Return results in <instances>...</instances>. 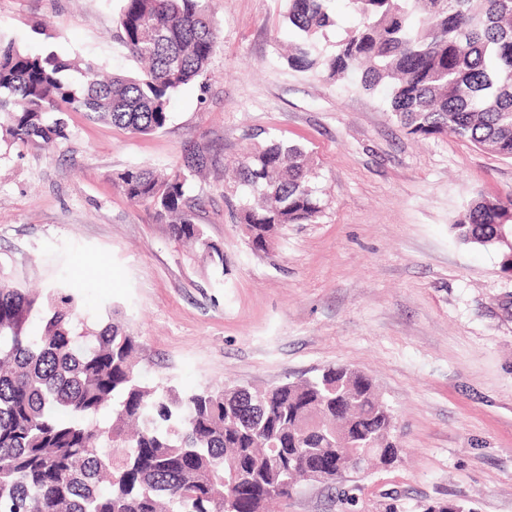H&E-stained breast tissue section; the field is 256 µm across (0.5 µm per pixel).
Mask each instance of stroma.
I'll list each match as a JSON object with an SVG mask.
<instances>
[{
  "label": "stroma",
  "instance_id": "35a3bbf8",
  "mask_svg": "<svg viewBox=\"0 0 512 512\" xmlns=\"http://www.w3.org/2000/svg\"><path fill=\"white\" fill-rule=\"evenodd\" d=\"M122 5L0 0V31L24 52L133 75L113 22ZM210 8L220 48L162 129L73 112L52 146L0 131V279L65 285L92 329L118 316L151 385L270 386L335 364L368 374L395 414L397 459L333 486L301 482L271 512H512V275L449 230L475 192L512 197V161L408 134L379 95L288 67L285 0ZM271 136L308 152L325 209L256 254L230 170ZM193 142L220 158L189 191L220 267L116 184L144 164L172 174Z\"/></svg>",
  "mask_w": 512,
  "mask_h": 512
}]
</instances>
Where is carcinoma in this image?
<instances>
[{
	"instance_id": "obj_1",
	"label": "carcinoma",
	"mask_w": 512,
	"mask_h": 512,
	"mask_svg": "<svg viewBox=\"0 0 512 512\" xmlns=\"http://www.w3.org/2000/svg\"><path fill=\"white\" fill-rule=\"evenodd\" d=\"M286 2L298 33L289 66L383 92L410 134L452 135L512 159V0H348L360 21L330 54L319 48L333 24L329 0ZM116 25L144 63L135 75L101 78L91 59L22 53L0 33V116L14 141L67 139L71 112L132 134L157 131L173 94L202 76L218 49L208 0H124ZM217 164L193 143L173 175L140 165L119 174L118 187L222 264L186 194ZM233 180L250 195L237 217L255 253L263 237L323 211L299 145L273 138L247 149ZM450 229L463 244L497 252L512 275L511 198L476 194ZM140 349L119 321L79 330L71 293L0 285V512H266L296 492L304 462L320 453L397 455L395 416L357 368L184 392L144 383Z\"/></svg>"
}]
</instances>
